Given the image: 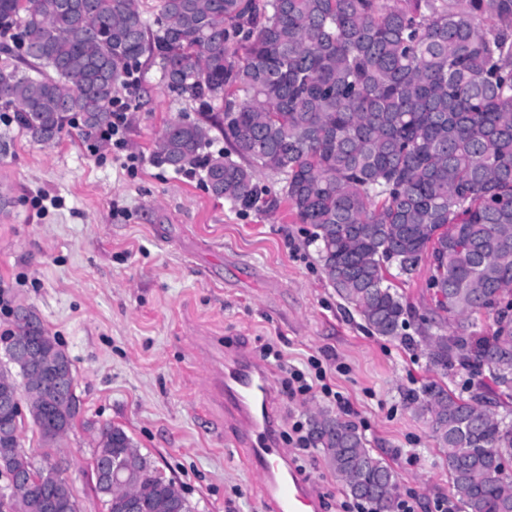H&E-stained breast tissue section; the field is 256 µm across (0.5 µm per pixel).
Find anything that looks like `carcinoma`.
I'll return each instance as SVG.
<instances>
[{
    "label": "carcinoma",
    "mask_w": 512,
    "mask_h": 512,
    "mask_svg": "<svg viewBox=\"0 0 512 512\" xmlns=\"http://www.w3.org/2000/svg\"><path fill=\"white\" fill-rule=\"evenodd\" d=\"M0 0V34L20 29L35 74L0 66V101L40 143L71 126L86 138L112 125V102L141 56L159 60L168 89L221 105L216 127L229 153L207 152L210 128L171 123L153 155L176 171L200 168L216 198L242 208L285 201L313 228L325 278L373 333L402 335L410 308L387 277L429 260L428 287L443 293L419 330L431 368L487 367L495 387L463 398L437 382L409 403L427 417L448 461L462 512H512V0H158L147 38L143 0ZM240 161H235L231 155ZM284 176L266 199L255 169ZM492 316L489 336L464 323ZM445 321L457 328L434 333ZM27 337L54 354L56 338L18 311L0 334L9 353ZM64 399L34 397L43 439ZM19 414L0 408V475L15 485L0 512H79L66 481L50 482L21 449ZM311 438L354 498L398 512L397 476L366 448L356 425L320 413ZM133 440L103 425L95 487ZM129 485L142 512H192L174 481L143 454Z\"/></svg>",
    "instance_id": "cac0c4a2"
}]
</instances>
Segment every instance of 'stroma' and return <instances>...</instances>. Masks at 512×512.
Returning <instances> with one entry per match:
<instances>
[{
	"label": "stroma",
	"mask_w": 512,
	"mask_h": 512,
	"mask_svg": "<svg viewBox=\"0 0 512 512\" xmlns=\"http://www.w3.org/2000/svg\"><path fill=\"white\" fill-rule=\"evenodd\" d=\"M136 72L137 89L118 91L128 104L122 146L73 128L46 148L0 122V295L32 311L66 351L80 405L72 428L50 443L22 413V448L36 465H62L79 512H106L92 460L107 423L126 431L193 512H265L210 384L225 352L257 357L270 344L296 368L320 361L347 403L342 412L317 391L289 398L271 365L281 446L293 449L295 422L343 414L394 469L399 492L416 494L417 512H436L451 496L448 464L408 395L438 379L456 392L493 380L486 368L432 371L416 341L435 307L426 267L394 280L411 307L413 344L369 333L326 280L311 226L287 204L241 209L215 198L201 170L156 160L168 123L209 117L167 89L157 59L141 57ZM304 468L320 512H341L350 496L323 450L310 448Z\"/></svg>",
	"instance_id": "stroma-1"
}]
</instances>
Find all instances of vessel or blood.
<instances>
[{"label": "vessel or blood", "instance_id": "vessel-or-blood-1", "mask_svg": "<svg viewBox=\"0 0 512 512\" xmlns=\"http://www.w3.org/2000/svg\"><path fill=\"white\" fill-rule=\"evenodd\" d=\"M224 407L240 429L243 462L256 477L268 512H316L317 501L288 458L274 429V388L267 365L246 351L224 355L219 379Z\"/></svg>", "mask_w": 512, "mask_h": 512}]
</instances>
